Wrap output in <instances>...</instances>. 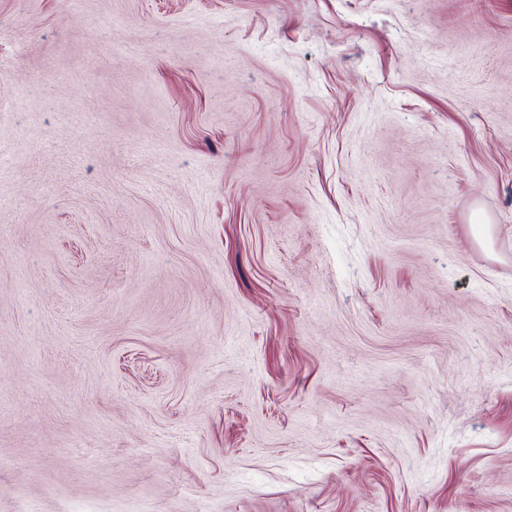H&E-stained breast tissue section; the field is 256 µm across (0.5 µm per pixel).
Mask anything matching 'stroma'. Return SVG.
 <instances>
[{"mask_svg": "<svg viewBox=\"0 0 512 512\" xmlns=\"http://www.w3.org/2000/svg\"><path fill=\"white\" fill-rule=\"evenodd\" d=\"M0 512H512V0H0Z\"/></svg>", "mask_w": 512, "mask_h": 512, "instance_id": "1", "label": "stroma"}]
</instances>
